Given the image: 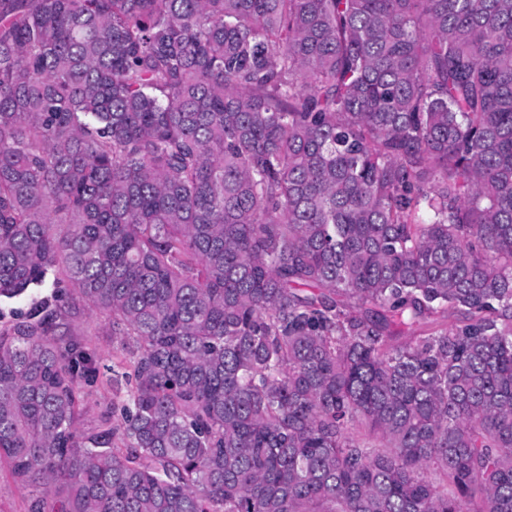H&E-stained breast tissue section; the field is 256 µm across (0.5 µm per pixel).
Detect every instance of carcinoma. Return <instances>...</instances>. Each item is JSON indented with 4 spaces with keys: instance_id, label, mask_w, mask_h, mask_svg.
Returning <instances> with one entry per match:
<instances>
[{
    "instance_id": "1",
    "label": "carcinoma",
    "mask_w": 512,
    "mask_h": 512,
    "mask_svg": "<svg viewBox=\"0 0 512 512\" xmlns=\"http://www.w3.org/2000/svg\"><path fill=\"white\" fill-rule=\"evenodd\" d=\"M51 272L137 384L83 435L62 310L0 330L31 512H512V0H0V298Z\"/></svg>"
}]
</instances>
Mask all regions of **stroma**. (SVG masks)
<instances>
[{"mask_svg": "<svg viewBox=\"0 0 512 512\" xmlns=\"http://www.w3.org/2000/svg\"><path fill=\"white\" fill-rule=\"evenodd\" d=\"M41 304L61 308L59 334L80 342L101 367L98 379L82 390L79 429L88 434L116 425L130 391L124 379L129 370L125 337L113 335L111 316L92 308L55 273L48 274L43 284L30 288L20 297L1 300L0 328L16 322Z\"/></svg>", "mask_w": 512, "mask_h": 512, "instance_id": "obj_1", "label": "stroma"}]
</instances>
